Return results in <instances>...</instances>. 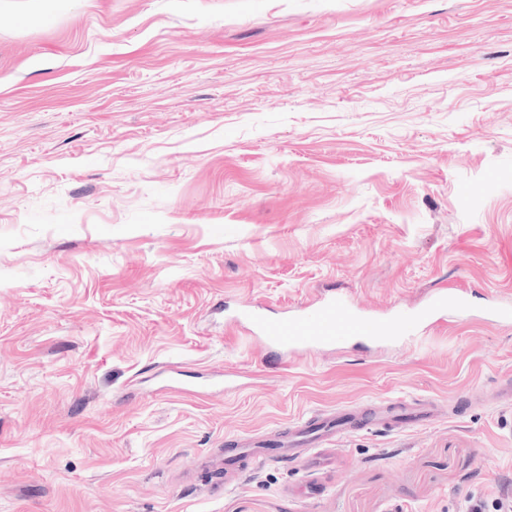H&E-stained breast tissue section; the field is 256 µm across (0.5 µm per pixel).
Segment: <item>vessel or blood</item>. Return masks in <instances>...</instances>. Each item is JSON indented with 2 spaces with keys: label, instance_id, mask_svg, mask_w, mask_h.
<instances>
[{
  "label": "vessel or blood",
  "instance_id": "obj_1",
  "mask_svg": "<svg viewBox=\"0 0 512 512\" xmlns=\"http://www.w3.org/2000/svg\"><path fill=\"white\" fill-rule=\"evenodd\" d=\"M466 299L461 291L443 289L435 293L425 309L405 313L388 324L376 325L360 316L343 298L330 297L309 310H302L292 316L273 320L261 309L248 307L241 311L240 318L248 323L258 337L269 347L271 353L284 358L302 350L322 349L351 342L362 344L391 335H409L419 326L433 320L441 310H462ZM433 410L431 404L421 403L400 407L390 415L391 420L408 426L427 420ZM381 416L369 409H341L304 421L298 425L283 455L312 464V446L328 437L331 426H338L348 432L368 429Z\"/></svg>",
  "mask_w": 512,
  "mask_h": 512
}]
</instances>
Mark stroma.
<instances>
[{
	"instance_id": "1",
	"label": "stroma",
	"mask_w": 512,
	"mask_h": 512,
	"mask_svg": "<svg viewBox=\"0 0 512 512\" xmlns=\"http://www.w3.org/2000/svg\"><path fill=\"white\" fill-rule=\"evenodd\" d=\"M416 338L276 360L330 293ZM512 0L0 7V512H497L512 497ZM315 470L230 444L343 406ZM433 408V405L430 403L403 406L395 412H391L389 417L391 420L404 426L417 425L429 418Z\"/></svg>"
}]
</instances>
